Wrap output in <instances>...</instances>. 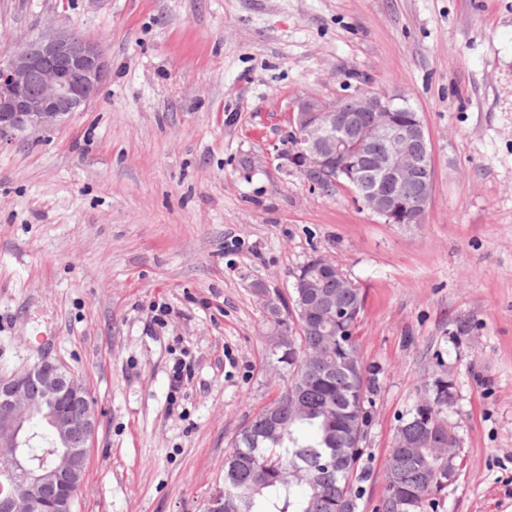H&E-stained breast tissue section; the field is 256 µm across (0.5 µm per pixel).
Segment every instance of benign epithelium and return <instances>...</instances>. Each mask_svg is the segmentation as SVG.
<instances>
[{
	"mask_svg": "<svg viewBox=\"0 0 512 512\" xmlns=\"http://www.w3.org/2000/svg\"><path fill=\"white\" fill-rule=\"evenodd\" d=\"M110 62L102 44L64 27L50 28L0 56V143L27 128H53L83 110L108 79ZM401 95L374 88L326 99L298 98L289 109L290 139L284 154L314 190L333 182L337 170L353 184L362 207L384 224H409L426 214L434 171L423 120ZM368 145L371 162L349 154V143ZM332 320L335 297L318 294L302 305L301 320ZM48 433L54 461L33 460V423ZM98 428V410L87 387L62 363L44 360L32 369L0 379V462L19 475L25 490H0V512H74L88 450ZM431 448L456 445L453 432H432Z\"/></svg>",
	"mask_w": 512,
	"mask_h": 512,
	"instance_id": "benign-epithelium-1",
	"label": "benign epithelium"
}]
</instances>
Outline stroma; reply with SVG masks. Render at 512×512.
Wrapping results in <instances>:
<instances>
[{
	"label": "stroma",
	"mask_w": 512,
	"mask_h": 512,
	"mask_svg": "<svg viewBox=\"0 0 512 512\" xmlns=\"http://www.w3.org/2000/svg\"><path fill=\"white\" fill-rule=\"evenodd\" d=\"M53 25L101 40L110 76L0 144V377L50 357L89 389L76 512H208L277 392L253 285L288 296L318 254L365 296L357 512L442 373L456 470L427 512H512V0H0V49ZM361 75L424 122V223H380L280 159L289 103Z\"/></svg>",
	"instance_id": "obj_1"
}]
</instances>
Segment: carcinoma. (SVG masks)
I'll list each match as a JSON object with an SVG mask.
<instances>
[{"mask_svg": "<svg viewBox=\"0 0 512 512\" xmlns=\"http://www.w3.org/2000/svg\"><path fill=\"white\" fill-rule=\"evenodd\" d=\"M349 312L341 322L316 319L299 336L297 350L282 364L284 386L272 401L278 427L265 431L256 421L243 426L224 460L225 512H355L359 492L358 470L363 448H354L351 435L367 425L365 403L372 391L357 347L356 331L364 310V295L353 285L339 288L336 272L321 282ZM297 293L280 300V311L269 319L266 330L293 332V309ZM310 351H318L328 362L321 371L304 372ZM301 390L305 411L295 413L291 394ZM454 394L444 393L441 403L432 401L428 384L408 417L403 420L408 435L426 436L445 418ZM390 448L392 465L387 469L378 512H426L448 486V461L436 448L408 451ZM309 473L303 491L292 478L295 468Z\"/></svg>", "mask_w": 512, "mask_h": 512, "instance_id": "cac0c4a2", "label": "carcinoma"}]
</instances>
